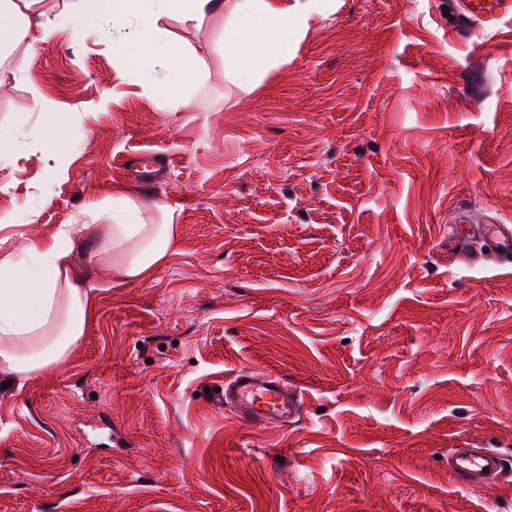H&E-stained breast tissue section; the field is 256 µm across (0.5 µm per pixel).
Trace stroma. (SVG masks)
<instances>
[{"label":"stroma","mask_w":512,"mask_h":512,"mask_svg":"<svg viewBox=\"0 0 512 512\" xmlns=\"http://www.w3.org/2000/svg\"><path fill=\"white\" fill-rule=\"evenodd\" d=\"M444 7L333 0L253 85L220 12L164 21L201 70L166 91L102 24L21 72L24 44L0 54V128L26 133L1 238L108 211L116 183L179 224L150 280L100 289L60 370L0 388V512H512V476H448L457 448L512 460V264L451 236L512 226V26L461 39ZM242 369L286 375L298 417L227 411Z\"/></svg>","instance_id":"stroma-1"}]
</instances>
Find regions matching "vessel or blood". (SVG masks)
I'll return each mask as SVG.
<instances>
[{"mask_svg":"<svg viewBox=\"0 0 512 512\" xmlns=\"http://www.w3.org/2000/svg\"><path fill=\"white\" fill-rule=\"evenodd\" d=\"M462 25H481L495 33L512 20V0H457ZM224 405L237 417L256 425L287 424L297 415L299 397L287 377L243 370L224 383ZM506 461L487 448H459L448 456V474L460 487L477 491L495 482Z\"/></svg>","mask_w":512,"mask_h":512,"instance_id":"b4317fda","label":"vessel or blood"}]
</instances>
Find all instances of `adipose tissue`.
<instances>
[{"label": "adipose tissue", "mask_w": 512, "mask_h": 512, "mask_svg": "<svg viewBox=\"0 0 512 512\" xmlns=\"http://www.w3.org/2000/svg\"><path fill=\"white\" fill-rule=\"evenodd\" d=\"M34 0H0V49L25 43L27 52L14 60L25 69L28 52L60 38L69 22L112 26V46L133 58L142 81L166 88L185 82L178 66L159 74L158 63L173 56L175 44L159 22L178 17L201 21L220 6L219 0H110L91 4L72 0L57 17L34 11ZM330 0H294L273 6L270 0H236L224 23V54L236 61L233 76L242 84L256 82L261 69L283 57L291 37L304 32L313 14ZM166 220L144 223L139 204L122 184L112 187L109 223L92 212L88 224H63L49 238L19 243L0 238V379L17 384L52 374L71 355L96 314L91 269L124 282H143L166 262L178 238L175 210L165 207ZM87 256L79 265L76 254Z\"/></svg>", "instance_id": "adipose-tissue-1"}]
</instances>
